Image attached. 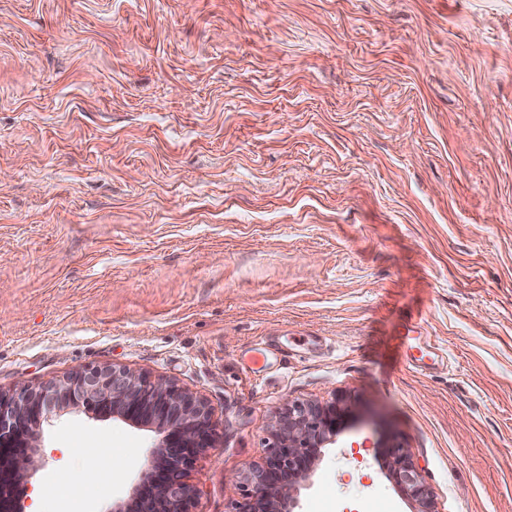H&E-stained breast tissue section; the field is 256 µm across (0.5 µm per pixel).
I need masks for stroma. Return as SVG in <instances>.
Wrapping results in <instances>:
<instances>
[{"label": "stroma", "instance_id": "obj_1", "mask_svg": "<svg viewBox=\"0 0 512 512\" xmlns=\"http://www.w3.org/2000/svg\"><path fill=\"white\" fill-rule=\"evenodd\" d=\"M112 364L213 407L193 512L337 395L294 512H418L396 445L434 512H512V0H0V389ZM157 441L53 414L42 512ZM389 477L407 496L421 504V512H431L429 510L428 492L421 480L420 474L404 453L403 448H399V446H396L392 451Z\"/></svg>", "mask_w": 512, "mask_h": 512}]
</instances>
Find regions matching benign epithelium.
Listing matches in <instances>:
<instances>
[{"label":"benign epithelium","mask_w":512,"mask_h":512,"mask_svg":"<svg viewBox=\"0 0 512 512\" xmlns=\"http://www.w3.org/2000/svg\"><path fill=\"white\" fill-rule=\"evenodd\" d=\"M66 408L150 423L162 434L132 503L114 512H191L195 492L186 474L197 456L213 447V409L169 380L114 365L77 370L38 390H0V512H22L40 429L50 413ZM344 413L341 399L286 401L265 443V463L239 476L242 500L231 512H290L291 490L308 476L315 450L336 436ZM389 477L421 504V512H431L420 474L399 447L392 451Z\"/></svg>","instance_id":"7a95c632"}]
</instances>
